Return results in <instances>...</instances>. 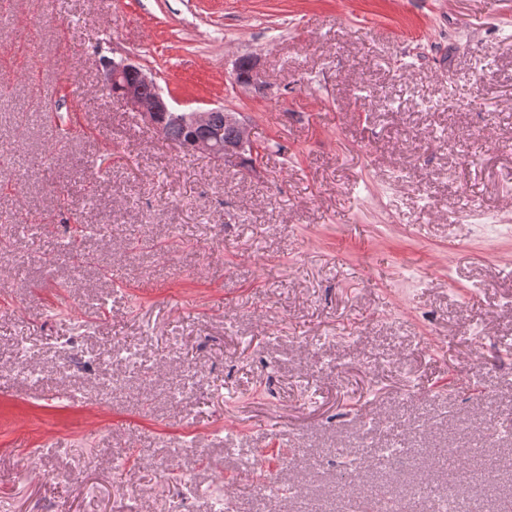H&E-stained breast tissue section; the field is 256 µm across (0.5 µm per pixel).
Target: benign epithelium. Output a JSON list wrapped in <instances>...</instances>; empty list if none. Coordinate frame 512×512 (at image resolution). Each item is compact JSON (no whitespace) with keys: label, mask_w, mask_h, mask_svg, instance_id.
Wrapping results in <instances>:
<instances>
[{"label":"benign epithelium","mask_w":512,"mask_h":512,"mask_svg":"<svg viewBox=\"0 0 512 512\" xmlns=\"http://www.w3.org/2000/svg\"><path fill=\"white\" fill-rule=\"evenodd\" d=\"M120 87L118 99L144 122L161 130L166 117L171 116L189 125L195 133L193 150L210 156H222L238 163L255 153V143L247 123L236 112L224 113V127L230 135L220 139L210 134V111L178 114L161 94L152 75L144 72L131 58L107 59L103 63V87L112 91Z\"/></svg>","instance_id":"benign-epithelium-1"}]
</instances>
